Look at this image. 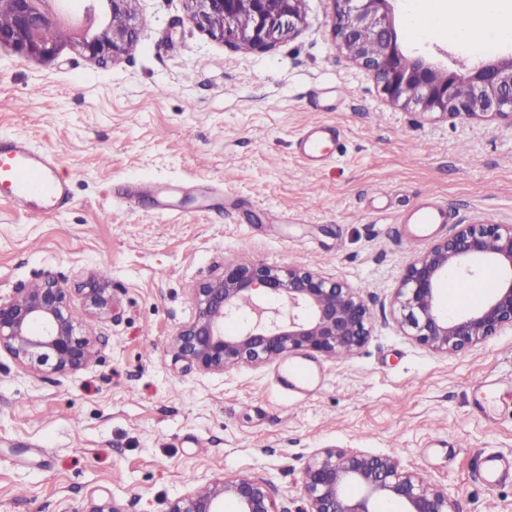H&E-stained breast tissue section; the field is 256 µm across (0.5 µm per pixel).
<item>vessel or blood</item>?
Wrapping results in <instances>:
<instances>
[{
  "instance_id": "b4317fda",
  "label": "vessel or blood",
  "mask_w": 512,
  "mask_h": 512,
  "mask_svg": "<svg viewBox=\"0 0 512 512\" xmlns=\"http://www.w3.org/2000/svg\"><path fill=\"white\" fill-rule=\"evenodd\" d=\"M334 127L314 124L301 132L298 155L311 169L327 162L326 143L336 141ZM58 155L42 151L22 139L0 142V198L16 209L32 214H52L69 199V188L55 175ZM417 225L415 242L424 241L430 228L448 221V214L437 202L419 204L407 218Z\"/></svg>"
}]
</instances>
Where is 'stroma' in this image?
<instances>
[{
  "label": "stroma",
  "mask_w": 512,
  "mask_h": 512,
  "mask_svg": "<svg viewBox=\"0 0 512 512\" xmlns=\"http://www.w3.org/2000/svg\"><path fill=\"white\" fill-rule=\"evenodd\" d=\"M136 53L104 63L63 48L52 60L0 47V137L59 152L71 201L31 215L0 201V294L50 275L82 312L81 276L106 272L118 308L93 322L87 369L39 378L0 352V512H83L111 497L125 512H166L214 478L266 479L294 512L302 469L321 449L394 455L448 490L459 512H512V331L465 353H433L392 315L400 274L421 247L401 218L431 197L450 225L512 224V120L446 118L388 101L333 36L328 0H305L294 36L263 53L196 28L187 0H137ZM405 53L463 73L512 54L414 33ZM335 126L333 159L312 171L297 139ZM308 266L357 287L372 335L354 355L294 356L223 373L185 369L170 348L191 291L225 263ZM497 272L449 276L444 307L479 304ZM304 365L302 390L279 375ZM499 384L487 414L471 387Z\"/></svg>",
  "instance_id": "stroma-1"
}]
</instances>
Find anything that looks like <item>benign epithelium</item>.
Instances as JSON below:
<instances>
[{
	"instance_id": "obj_1",
	"label": "benign epithelium",
	"mask_w": 512,
	"mask_h": 512,
	"mask_svg": "<svg viewBox=\"0 0 512 512\" xmlns=\"http://www.w3.org/2000/svg\"><path fill=\"white\" fill-rule=\"evenodd\" d=\"M108 15L123 14V26L97 23L96 2ZM45 0H0V46L30 58L51 60L67 45L95 60L127 55L139 37L138 16L128 0H87L84 35L56 37L57 16L40 7ZM190 21L225 45L266 52L298 32L304 0H187ZM333 35L350 58L371 71L393 103L428 113L475 117L492 113L512 119V55L494 57L464 74L472 95H459L457 75L423 58L403 64L394 25L392 0H330ZM379 44L386 63L364 51ZM491 264L500 275L483 302L450 314L439 287L448 271L473 276ZM86 314L112 315L108 281L88 273L80 288ZM194 312L171 342L185 368L224 372L257 367L292 354L335 358L356 353L372 333L371 311L359 289L348 281L305 266L276 267L231 262L192 289ZM394 319L404 335L446 356L458 355L505 329L512 330V224H455L403 268L393 294ZM36 376L73 374L96 359V340L76 319L71 297L52 276L0 296V351ZM303 504L297 512H379L382 502L401 512H458L442 487L401 466L390 455L324 448L302 474ZM357 490L354 495L351 490ZM230 499L236 512H278L269 483L252 476L214 478L171 501L167 512H224ZM84 512H124L112 498H90Z\"/></svg>"
}]
</instances>
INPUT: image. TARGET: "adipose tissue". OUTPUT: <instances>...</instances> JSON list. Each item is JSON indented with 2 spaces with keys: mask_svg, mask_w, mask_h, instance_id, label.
<instances>
[{
  "mask_svg": "<svg viewBox=\"0 0 512 512\" xmlns=\"http://www.w3.org/2000/svg\"><path fill=\"white\" fill-rule=\"evenodd\" d=\"M417 33L443 34L458 42L512 38V0H423L412 14Z\"/></svg>",
  "mask_w": 512,
  "mask_h": 512,
  "instance_id": "ef3b65f1",
  "label": "adipose tissue"
}]
</instances>
